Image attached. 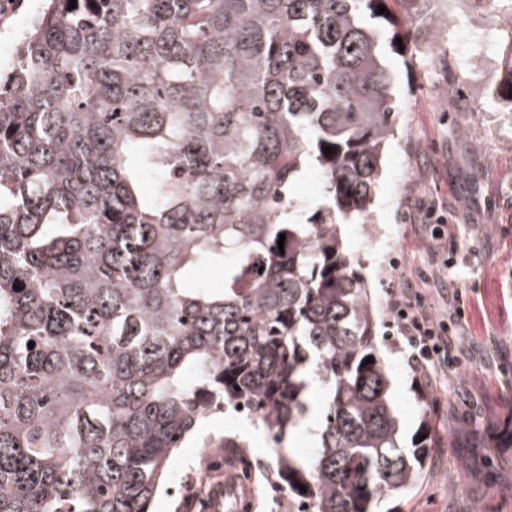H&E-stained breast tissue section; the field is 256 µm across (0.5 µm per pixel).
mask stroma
<instances>
[{
  "label": "stroma",
  "instance_id": "35a3bbf8",
  "mask_svg": "<svg viewBox=\"0 0 512 512\" xmlns=\"http://www.w3.org/2000/svg\"><path fill=\"white\" fill-rule=\"evenodd\" d=\"M41 0H20L0 15V69L14 63L19 40ZM430 25L452 24L469 85L495 81L501 59L477 44L492 15L449 21L445 4L428 10ZM438 48L408 45L387 55L395 80L398 125L383 161L375 201L362 223L341 227L343 251L365 278L376 314V344L390 370L391 408L404 445L429 436L432 454L416 487L391 498L393 512H512V447L504 437L512 417V112L491 99L455 102L441 96L448 81L436 65ZM448 219L440 247L455 264L448 275L467 297L469 329L448 384L419 386L387 326L389 292L404 279L434 274L426 229L429 208ZM240 424L216 413L179 449L151 512H203L225 476L272 461L277 449L254 428L247 449L208 448L206 437L238 433Z\"/></svg>",
  "mask_w": 512,
  "mask_h": 512
}]
</instances>
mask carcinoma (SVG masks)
<instances>
[{
  "label": "carcinoma",
  "mask_w": 512,
  "mask_h": 512,
  "mask_svg": "<svg viewBox=\"0 0 512 512\" xmlns=\"http://www.w3.org/2000/svg\"><path fill=\"white\" fill-rule=\"evenodd\" d=\"M387 2L48 0L0 78V512H149L214 407L254 403L282 444L314 383L316 454L272 470L285 512H374L417 482L431 443H399L337 222L370 209L397 124ZM398 2L436 43L434 0ZM494 3L501 78L471 94L512 112ZM312 168L308 217L289 187Z\"/></svg>",
  "instance_id": "carcinoma-1"
}]
</instances>
